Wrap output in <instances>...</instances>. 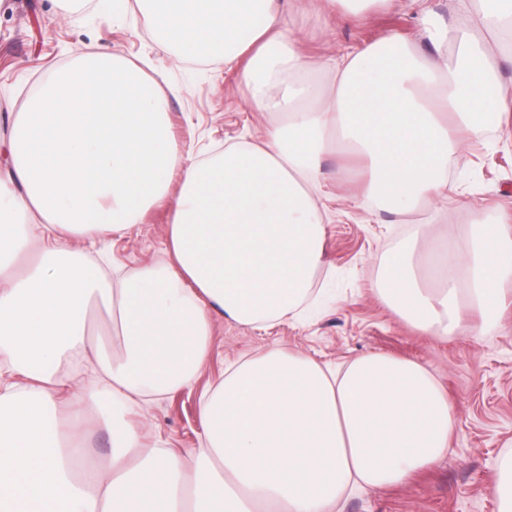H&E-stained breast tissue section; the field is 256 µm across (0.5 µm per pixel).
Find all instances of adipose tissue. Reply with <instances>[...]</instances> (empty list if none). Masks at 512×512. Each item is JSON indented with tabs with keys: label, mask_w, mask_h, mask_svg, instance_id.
Here are the masks:
<instances>
[{
	"label": "adipose tissue",
	"mask_w": 512,
	"mask_h": 512,
	"mask_svg": "<svg viewBox=\"0 0 512 512\" xmlns=\"http://www.w3.org/2000/svg\"><path fill=\"white\" fill-rule=\"evenodd\" d=\"M137 5L176 57L244 62L249 97L281 115L259 142L206 159L179 147L167 97L132 62L88 54L59 68L0 132V512H334L351 486L382 488L443 456L451 408L422 365L385 355L342 375L282 347L228 369L204 393L199 447L144 450L127 412L188 385L206 361L211 311L260 328L298 316L324 263L322 161H365L355 204L399 215L445 196L448 161L512 112L493 33L512 53V0H456L420 14L432 56L394 38L323 61L282 24L287 0H115ZM317 72L333 74L323 94ZM180 172L179 188L170 177ZM169 210L164 258L111 281L103 246ZM412 237L388 253L375 295L448 337L463 308L492 327L512 283V226L481 225L423 287ZM36 260H28L31 245ZM111 402L107 467L80 468L56 396ZM481 38L489 42L491 55L497 67V79L502 83L512 82V56L508 53L502 54L487 33H481Z\"/></svg>",
	"instance_id": "adipose-tissue-1"
}]
</instances>
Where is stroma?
Returning <instances> with one entry per match:
<instances>
[{
    "mask_svg": "<svg viewBox=\"0 0 512 512\" xmlns=\"http://www.w3.org/2000/svg\"><path fill=\"white\" fill-rule=\"evenodd\" d=\"M109 0H0V115L18 111L23 100L53 71L90 52L143 65L147 75L179 86L169 99V117L179 145L206 158L229 144L258 140L276 115L255 111L241 68L223 61L183 63L161 49L149 22L137 12L115 13ZM285 24L302 49L316 58L358 49L388 36L417 43L418 13L397 0H373L355 20L336 25L331 11L312 13L305 0H292ZM339 158L324 159L322 191L329 209L325 264L314 284L321 293L310 312L272 328L249 329L224 318L213 321L207 363L196 380L135 408L128 415L142 428L145 447H198L203 436L200 399L234 362L272 347L308 356L335 373L365 354L413 360L424 365L445 391L454 422L447 453L406 483L356 489L341 512H499L491 491L499 459L512 452V292L499 323L477 334L481 317L465 311L457 335L438 338L395 316L375 298L385 256L429 225L426 250L471 236L476 225H512V119L490 124L486 137L468 144L451 161L454 190L409 216L384 206H353L355 167L337 179ZM168 213L152 209L107 248L111 267L135 273L163 254ZM82 406V405H81ZM88 422L75 435L86 466H106L111 434L100 425L102 406H82Z\"/></svg>",
    "mask_w": 512,
    "mask_h": 512,
    "instance_id": "obj_1",
    "label": "stroma"
}]
</instances>
